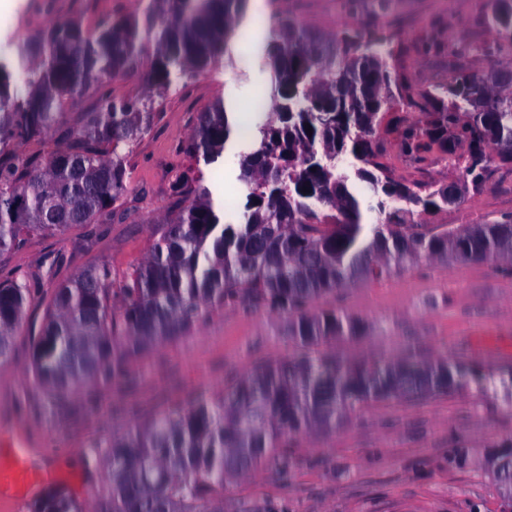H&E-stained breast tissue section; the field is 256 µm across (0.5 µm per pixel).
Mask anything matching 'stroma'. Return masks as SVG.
Instances as JSON below:
<instances>
[{"label":"stroma","instance_id":"35a3bbf8","mask_svg":"<svg viewBox=\"0 0 512 512\" xmlns=\"http://www.w3.org/2000/svg\"><path fill=\"white\" fill-rule=\"evenodd\" d=\"M137 6L138 0H14L12 12L0 16V51L17 49L58 20L77 17L88 27L100 16L124 15ZM479 9L477 0H263L260 9H249L237 36L235 51L246 56V65L176 79L164 93L160 119L128 156L129 184L118 217L75 225L61 235L27 237L20 249L0 254V279L24 271L35 296L47 297L57 283L104 264L112 270L113 287H122L159 236L161 216L177 203L172 186L190 164L179 146L198 114L224 97L242 119L253 120L255 103L267 91L258 51L276 12L324 33L365 25L399 31L388 62L424 95L486 69V57L457 51L463 41L495 46V34L472 21ZM376 143L394 177L424 187L458 184L456 203L414 214L416 223L512 220V164L491 163L476 188L460 183L458 170L442 158L413 163L397 133L379 130ZM320 303L373 325L358 350L441 354L493 372L512 367V277L496 274L492 264L409 266ZM41 317V307L33 306L15 333L13 359L0 365V461L24 449L28 468L59 474V487L86 512L104 483L102 472L86 462L91 444L293 352L278 315L218 311L184 337L131 358L127 380L101 388L86 383L55 401L31 374L30 328ZM510 438L512 407L470 390L420 402H379L334 431L300 437L288 478L263 469L229 486L224 505L249 499L263 512H505L504 487L491 458Z\"/></svg>","mask_w":512,"mask_h":512}]
</instances>
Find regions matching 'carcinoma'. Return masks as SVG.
<instances>
[{"mask_svg": "<svg viewBox=\"0 0 512 512\" xmlns=\"http://www.w3.org/2000/svg\"><path fill=\"white\" fill-rule=\"evenodd\" d=\"M249 0H145L95 27L68 19L0 57V253L31 233H62L112 216L127 190L130 144L160 117L156 99L177 75L235 67L234 40ZM476 22L512 48V0H495ZM397 34L375 27L319 32L286 13L273 17L262 48L268 117L234 153L242 203L224 220L200 165L224 159L238 128L215 101L182 147L194 165L174 191L193 195L169 211L144 261L112 289L108 266H91L55 289L32 336L34 376L62 391L76 382L123 380L127 361L178 339L215 309L262 308L288 319L295 351L256 366L220 391L173 404L95 444L88 459L107 489L95 512H224V487L263 467L281 474L301 436L328 432L371 402L420 401L450 389L512 400V370L486 372L436 354L396 357L336 349L367 334L357 318L316 301L356 282L381 280L422 261L512 271V224H411L410 206H448V187L425 191L393 178L373 139L395 97L413 99L409 77L389 67ZM149 94L116 99L112 80L140 71ZM497 59L424 97L429 118L404 126L403 152L418 163L438 154L477 185L492 157L512 163V70ZM23 79L25 98L14 95ZM398 95H393L390 86ZM95 90L99 108L61 128L69 105ZM312 131H307V127ZM58 131L63 145L25 159L3 158L15 140ZM468 143L467 157L458 155ZM382 217L363 223V211ZM29 304L28 278L0 282V364ZM512 480V440L494 456ZM30 512H83L64 490Z\"/></svg>", "mask_w": 512, "mask_h": 512, "instance_id": "1", "label": "carcinoma"}]
</instances>
